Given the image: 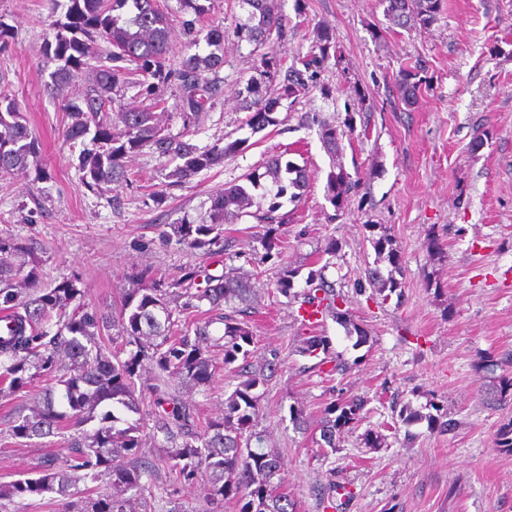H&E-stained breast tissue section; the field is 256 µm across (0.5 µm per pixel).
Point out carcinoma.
Masks as SVG:
<instances>
[{
    "label": "carcinoma",
    "instance_id": "cac0c4a2",
    "mask_svg": "<svg viewBox=\"0 0 512 512\" xmlns=\"http://www.w3.org/2000/svg\"><path fill=\"white\" fill-rule=\"evenodd\" d=\"M245 19L236 25L235 35L260 53L263 82L273 88L265 97L255 83L248 84L245 109L247 125L253 132L278 125L275 117L282 101L292 103L312 89L327 94L317 78L336 51V39L329 27L320 28L317 51L297 58L288 67L284 81L276 82L281 64L272 52L274 37L286 29V20L275 0H239ZM385 13L393 25L404 29L427 28L438 20L442 0H383ZM64 19L54 23V44L47 46L63 62L51 75L53 85L62 86L83 76L86 87L82 105L69 108L71 124L67 136L72 141L90 139L92 148L78 156L81 182L94 189L104 183L124 180L123 158L148 147L177 164L166 178L178 185L203 170L211 169L246 149L247 140H227L200 148L190 135L214 106L216 88L208 77L224 65V56L210 51L182 57L179 67L168 64L170 44L168 23L157 0H66ZM109 44L94 50L97 41ZM421 68L399 71L397 84L401 101L411 106L417 99L423 79ZM178 82L184 131L179 136L163 133L155 118L161 100L145 106L125 107L122 128L116 130L104 120L106 110L118 99L113 91L131 83L151 94L157 85ZM335 125H320L319 138L330 156H336L339 137ZM39 152L27 119L16 98L0 92V171L22 172L28 159ZM271 187L252 176L245 183L231 184L211 200L207 224H171L162 237L190 249L210 253L224 242V225L236 224L248 215L254 203L251 191L262 189L272 203L261 220L274 219L279 199L296 201L305 188L304 172L293 162L272 157L267 162ZM352 188L349 174L333 163L328 174L327 193L331 204L341 208ZM28 250L27 244L11 235H0V311L11 321L10 334L0 336V384L5 393L15 395L31 388L34 381L50 376L54 386L47 389L29 408L16 411L8 421L9 435L15 439L44 438L69 433V454L59 459L43 457L35 467L0 489V512L13 502L55 494L66 500L73 512H135V503L145 487L143 479L163 466L179 480L208 484L211 501L227 498L242 501L240 512H295L294 502L280 491L284 483L282 464L272 451L262 448L264 436L255 431L258 396L254 390L266 383L264 373L239 371L240 382L224 400V409L200 427L190 408L154 387L156 397L151 411L142 413L141 394L135 377L149 365L162 374L181 380L191 388L210 384L215 374L209 349L224 350V366L233 365L255 344L250 325L238 315L241 305L257 291V282L227 267L219 276H207V286L187 293L184 306L192 300L206 301V317L193 331L178 328L176 311L180 295L160 284L136 288L124 295L119 315L110 317L82 302L83 290L74 278H62L50 288H39L38 262H14ZM303 303L316 312L343 317L339 304L345 296L320 272H312ZM367 285L380 291L396 288L393 273L384 276L373 269ZM324 336H306L296 352L316 358L327 352ZM367 399L349 396L329 403L320 420L321 440L336 448V434L354 427L362 419ZM100 407L106 408L98 413ZM129 414L138 415L131 421ZM152 421L158 454L151 460L141 456L143 417ZM408 424L427 421V427L448 432L453 422L444 415H424L409 406L399 411ZM107 476L112 493L94 499L78 488L82 479L96 481Z\"/></svg>",
    "mask_w": 512,
    "mask_h": 512
}]
</instances>
